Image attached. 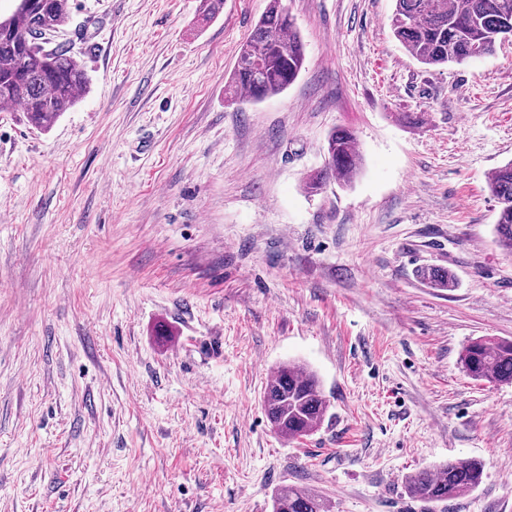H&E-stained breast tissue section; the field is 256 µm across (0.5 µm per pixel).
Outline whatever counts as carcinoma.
I'll use <instances>...</instances> for the list:
<instances>
[{
  "label": "carcinoma",
  "instance_id": "obj_1",
  "mask_svg": "<svg viewBox=\"0 0 512 512\" xmlns=\"http://www.w3.org/2000/svg\"><path fill=\"white\" fill-rule=\"evenodd\" d=\"M70 21L69 0H19L15 11L0 19V103H18L28 121L49 128L84 94L88 77L68 47L52 44ZM395 39L420 64L442 67L493 54L512 37V0H395L391 18ZM300 34L282 0H269L225 83L230 101H260L278 94L298 77L304 64ZM361 166L352 131L338 128L327 141V158L308 182L312 192L336 181L349 184ZM487 187L499 204L496 243L512 256V160L487 176ZM420 278L432 288L456 287L454 272L426 267ZM460 363L476 380L512 383V340L477 338L464 346ZM263 405L276 432L291 439L319 429L328 412L318 375L305 365L282 363L266 386ZM482 464L455 459L414 473L408 493L442 502L475 489ZM273 512H328L319 494L283 486L273 497Z\"/></svg>",
  "mask_w": 512,
  "mask_h": 512
}]
</instances>
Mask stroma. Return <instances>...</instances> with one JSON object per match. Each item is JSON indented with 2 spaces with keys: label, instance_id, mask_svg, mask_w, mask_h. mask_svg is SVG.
Listing matches in <instances>:
<instances>
[{
  "label": "stroma",
  "instance_id": "1",
  "mask_svg": "<svg viewBox=\"0 0 512 512\" xmlns=\"http://www.w3.org/2000/svg\"><path fill=\"white\" fill-rule=\"evenodd\" d=\"M268 2L205 24L200 0H70L86 92L45 132L0 107V512H272L285 485L331 512H512V384L459 363L512 339L486 184L512 160V40L429 68L394 0H283L300 74L228 102ZM339 126L361 169L308 192ZM286 361L329 404L297 440L263 407ZM455 458L476 489L409 495ZM420 278L432 288L448 289L456 287V276L445 267H426L419 272ZM483 478L482 464L455 459L414 473L406 482L408 493L428 502H442L475 489Z\"/></svg>",
  "mask_w": 512,
  "mask_h": 512
}]
</instances>
